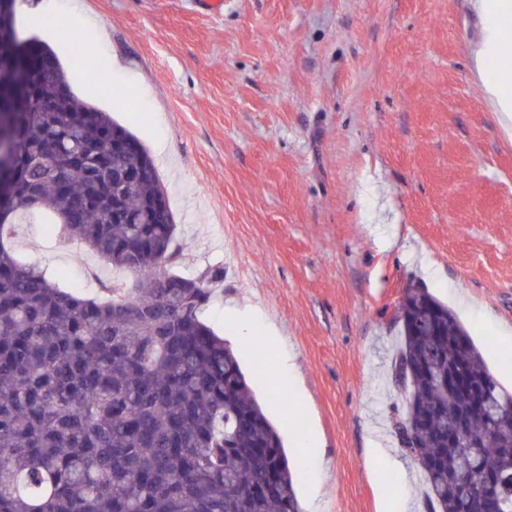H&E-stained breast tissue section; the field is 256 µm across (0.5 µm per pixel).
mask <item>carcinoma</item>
Returning <instances> with one entry per match:
<instances>
[{
  "label": "carcinoma",
  "instance_id": "cac0c4a2",
  "mask_svg": "<svg viewBox=\"0 0 512 512\" xmlns=\"http://www.w3.org/2000/svg\"><path fill=\"white\" fill-rule=\"evenodd\" d=\"M14 6L0 9V512H301L279 432L202 319L206 278L170 270L176 224L153 158L75 96L48 47L18 37ZM86 43L73 36L71 70H86ZM28 210L134 287L75 295L20 263L3 233ZM398 319L405 400L392 424L410 435L399 445L428 512H512V453L485 412L512 408V393L425 289H404ZM463 419L466 441L450 448ZM492 478L489 497L468 503Z\"/></svg>",
  "mask_w": 512,
  "mask_h": 512
}]
</instances>
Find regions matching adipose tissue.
<instances>
[{"label":"adipose tissue","instance_id":"adipose-tissue-1","mask_svg":"<svg viewBox=\"0 0 512 512\" xmlns=\"http://www.w3.org/2000/svg\"><path fill=\"white\" fill-rule=\"evenodd\" d=\"M473 6L488 18L489 35L472 52V72L505 134L512 136V59H501L494 51L501 37L512 35V0H473Z\"/></svg>","mask_w":512,"mask_h":512}]
</instances>
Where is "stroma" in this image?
I'll list each match as a JSON object with an SVG mask.
<instances>
[{
	"instance_id": "obj_1",
	"label": "stroma",
	"mask_w": 512,
	"mask_h": 512,
	"mask_svg": "<svg viewBox=\"0 0 512 512\" xmlns=\"http://www.w3.org/2000/svg\"><path fill=\"white\" fill-rule=\"evenodd\" d=\"M16 2L25 39L39 4L73 31L79 4L104 28L72 89L162 149L174 269L213 275L203 318L228 343L229 305L247 307L256 338L237 355L298 465L301 506L382 512L403 496L425 512L391 422L403 289L448 304L512 391L495 356L512 329V140L471 70L486 27L471 0H224L219 14L188 0ZM0 238L67 292L100 297L126 278L36 214ZM284 354L294 390L268 366ZM375 440L403 474L375 462Z\"/></svg>"
}]
</instances>
